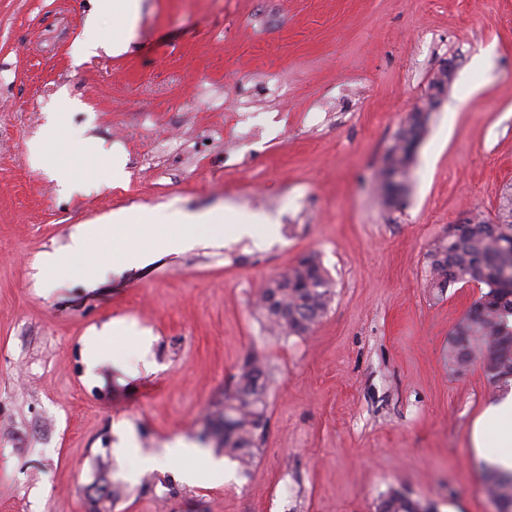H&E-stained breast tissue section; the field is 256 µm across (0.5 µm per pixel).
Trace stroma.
I'll return each mask as SVG.
<instances>
[{
    "label": "stroma",
    "instance_id": "35a3bbf8",
    "mask_svg": "<svg viewBox=\"0 0 512 512\" xmlns=\"http://www.w3.org/2000/svg\"><path fill=\"white\" fill-rule=\"evenodd\" d=\"M93 3L0 0V512H86L115 484L111 512H376L392 489L436 512H496L471 430L501 391L445 359L481 289L431 288L428 254L512 188V0H141L126 51L79 59ZM62 94L76 106L48 129ZM237 98L269 143H228ZM424 109L396 208L384 157ZM36 138L91 141L126 178L67 194L33 168ZM137 207L272 222L45 285L44 254ZM310 254L333 281L329 310L307 335H271L258 288ZM116 321L143 342L110 341L88 371L85 336ZM252 353L273 383L250 473L231 459L211 471V443L196 483L152 467L218 420Z\"/></svg>",
    "mask_w": 512,
    "mask_h": 512
}]
</instances>
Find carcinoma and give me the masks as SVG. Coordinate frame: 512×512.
Here are the masks:
<instances>
[{
    "instance_id": "carcinoma-1",
    "label": "carcinoma",
    "mask_w": 512,
    "mask_h": 512,
    "mask_svg": "<svg viewBox=\"0 0 512 512\" xmlns=\"http://www.w3.org/2000/svg\"><path fill=\"white\" fill-rule=\"evenodd\" d=\"M453 79L444 66L432 80L436 90L429 109L438 105ZM428 113L414 112L398 132L386 155L383 176L409 177L413 146L422 138ZM461 235H452L429 253L431 286L441 291L457 283H477L482 293L448 337V367L462 373L480 361L488 383L501 388L512 383V198L500 208L498 221L469 220ZM333 284L315 255L303 257L286 272L266 281L256 309L266 325L280 336L310 332L328 311ZM271 374L257 355L245 358L233 387L224 393L219 421L207 422L197 434L249 470L267 431V399ZM485 490L498 512H512V472L485 468ZM377 512H430L398 490L389 491Z\"/></svg>"
}]
</instances>
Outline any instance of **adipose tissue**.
<instances>
[{"label": "adipose tissue", "instance_id": "adipose-tissue-1", "mask_svg": "<svg viewBox=\"0 0 512 512\" xmlns=\"http://www.w3.org/2000/svg\"><path fill=\"white\" fill-rule=\"evenodd\" d=\"M30 150L37 168L58 179L64 189L77 190V183L69 175L72 144L62 143L50 150L44 143L37 141L31 144ZM164 224H176L184 230L183 235L172 242L176 249L191 243L201 230L208 233L212 240L220 241L225 231H232L235 237L243 238L252 236L254 228L253 223L246 220L233 225L231 229H224L211 213L172 211L161 214L144 207L119 210L113 212L105 224L87 226L74 233L65 255H44L41 270L51 279L71 273L73 260L83 258L93 242L97 243L101 257L120 262L126 252L149 247L157 239L160 227ZM471 441L477 449L496 443L500 449L495 457L496 463L512 469V395L482 412L473 424Z\"/></svg>", "mask_w": 512, "mask_h": 512}]
</instances>
